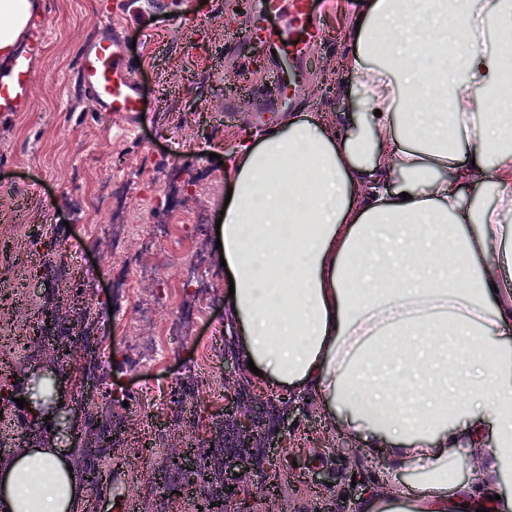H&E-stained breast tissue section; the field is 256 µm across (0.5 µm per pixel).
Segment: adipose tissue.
Segmentation results:
<instances>
[{"instance_id":"ef3b65f1","label":"adipose tissue","mask_w":512,"mask_h":512,"mask_svg":"<svg viewBox=\"0 0 512 512\" xmlns=\"http://www.w3.org/2000/svg\"><path fill=\"white\" fill-rule=\"evenodd\" d=\"M39 13L0 0L5 72ZM359 23L351 112L331 129L288 117L233 163L225 325L242 360L314 389L390 459L360 512H512L491 497L512 484V0H368ZM461 445L479 480L454 479ZM406 461L419 491L403 500ZM76 495L52 448L0 472V512H69Z\"/></svg>"}]
</instances>
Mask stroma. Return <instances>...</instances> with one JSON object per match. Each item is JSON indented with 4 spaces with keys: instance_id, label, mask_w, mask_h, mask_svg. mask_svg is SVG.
I'll return each mask as SVG.
<instances>
[{
    "instance_id": "1",
    "label": "stroma",
    "mask_w": 512,
    "mask_h": 512,
    "mask_svg": "<svg viewBox=\"0 0 512 512\" xmlns=\"http://www.w3.org/2000/svg\"><path fill=\"white\" fill-rule=\"evenodd\" d=\"M42 18L30 38L40 43L31 54L26 78L31 105L25 112H0V225L19 202L26 200L25 221L42 226L49 260L38 277L40 288L27 294L10 267H0V295L12 294L15 305L0 310L24 326L37 307L50 303L57 288L75 294L85 289L82 268L95 266L90 286L95 309L109 315L111 260L101 239L89 238L87 224H108L102 210L86 224L66 227L76 200L87 193L107 196L116 169L129 171L132 186L123 214L132 224L161 218L162 197L173 204L203 206L205 224L186 230L183 248L159 255V274L172 281L181 260L194 253L208 256L214 294L206 314L189 336L177 340L174 356L154 367L130 365L121 344L128 335L127 319L113 318L112 367L101 386V399H113L111 418L117 421L118 447L132 450L125 468L143 474L158 471L172 449L166 413L187 406L198 439L214 438L224 420V371L235 370L251 398L263 402L255 422L269 439L264 456L273 458L279 487L269 499L257 496L233 500L228 512H319L329 501L334 512H358V502L379 487L382 456L357 444L340 417L324 416L313 394L287 396L285 390L260 380L243 365L238 337L224 329V268L216 248V222L228 191L225 158L239 142L279 125L288 115L304 114L324 124L352 103L339 75V63L349 53V23L364 10V0H328L318 15L321 39L298 64L300 92L296 104L275 112L258 109V89L274 91L276 63L266 47L244 44L241 54L225 50V42L241 37L250 25L256 0H163L153 15L144 0L136 5L146 27L125 30L135 41L143 118L127 126L118 118L93 112L78 87V63L87 41L115 0H39ZM191 25H184V18ZM209 358L212 371L206 390L184 404L171 381L185 367ZM13 362L29 365L23 396L39 418H52L49 435L27 438L32 448H54L68 462L78 456L77 434L89 418L85 408L69 402L73 366L49 360L36 349L15 347ZM140 408L136 431L119 419L125 407Z\"/></svg>"
}]
</instances>
